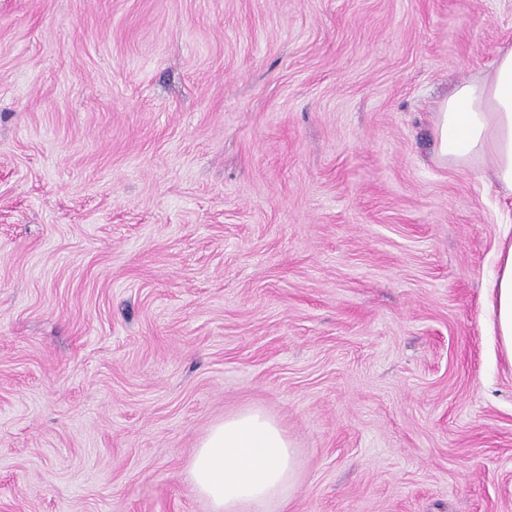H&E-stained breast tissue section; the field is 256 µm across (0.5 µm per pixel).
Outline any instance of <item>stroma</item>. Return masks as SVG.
Returning a JSON list of instances; mask_svg holds the SVG:
<instances>
[{"mask_svg":"<svg viewBox=\"0 0 512 512\" xmlns=\"http://www.w3.org/2000/svg\"><path fill=\"white\" fill-rule=\"evenodd\" d=\"M509 49L512 0H0V512H211L246 409L276 512H512V198L434 138ZM505 227L503 237L507 239L511 231V242L503 243L497 253V269L489 288L493 292L492 310L500 345L512 359V225ZM186 476L212 512H271L274 504L288 502L297 460L283 428L249 410L209 428Z\"/></svg>","mask_w":512,"mask_h":512,"instance_id":"obj_1","label":"stroma"}]
</instances>
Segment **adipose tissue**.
<instances>
[{"instance_id":"ef3b65f1","label":"adipose tissue","mask_w":512,"mask_h":512,"mask_svg":"<svg viewBox=\"0 0 512 512\" xmlns=\"http://www.w3.org/2000/svg\"><path fill=\"white\" fill-rule=\"evenodd\" d=\"M434 135L439 158L487 160L490 185L512 197V50L499 54L489 79L463 83L441 102ZM490 286L500 345L512 357V242L501 245ZM186 476L212 512H271L287 503L297 460L283 428L249 410L209 428Z\"/></svg>"}]
</instances>
